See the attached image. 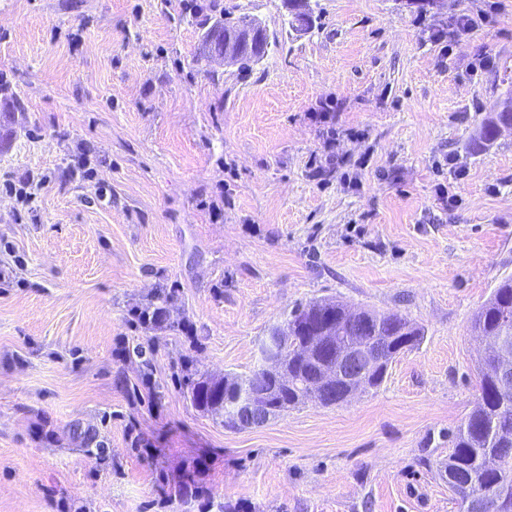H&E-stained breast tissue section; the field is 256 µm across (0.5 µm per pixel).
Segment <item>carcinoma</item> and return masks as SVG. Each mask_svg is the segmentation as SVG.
<instances>
[{"mask_svg":"<svg viewBox=\"0 0 512 512\" xmlns=\"http://www.w3.org/2000/svg\"><path fill=\"white\" fill-rule=\"evenodd\" d=\"M256 22L245 5L224 7V20L207 33V56L224 52V42L238 37ZM512 125V112H493L480 139L491 143L499 128ZM288 325L296 329L283 337L274 353L262 341L256 366L245 374L229 372L221 380H203L191 390L195 405L222 419L224 426L242 429L277 418L315 399L324 406L341 403L340 392L348 387L367 391L384 382L389 365L400 353L419 345L424 329L399 313L378 314L359 309V324L352 323L344 304L318 300L291 311ZM479 336H506L512 343V275L499 280L490 297L471 318ZM383 336L387 339L384 361L362 382L341 381L338 386L318 385L322 363L338 344ZM491 355L478 362L479 398L468 416L451 434L452 451L441 462L448 489L458 498L459 512L469 495L498 483L509 487L505 497L490 499L483 512H512V391L498 390L487 365Z\"/></svg>","mask_w":512,"mask_h":512,"instance_id":"cac0c4a2","label":"carcinoma"}]
</instances>
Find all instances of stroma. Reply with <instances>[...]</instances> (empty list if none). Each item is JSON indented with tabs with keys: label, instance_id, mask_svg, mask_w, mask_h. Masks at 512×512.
<instances>
[{
	"label": "stroma",
	"instance_id": "1",
	"mask_svg": "<svg viewBox=\"0 0 512 512\" xmlns=\"http://www.w3.org/2000/svg\"><path fill=\"white\" fill-rule=\"evenodd\" d=\"M227 2L0 0V170L52 176L36 219L0 194L26 281L0 288V512H459L439 464L479 396L470 320L512 275V128L478 139L512 0H311L306 33L242 0L275 39L246 72L203 56L194 7ZM79 144L110 198L70 177ZM170 290V329L130 326ZM319 299L424 339L340 405L242 430L193 405Z\"/></svg>",
	"mask_w": 512,
	"mask_h": 512
}]
</instances>
